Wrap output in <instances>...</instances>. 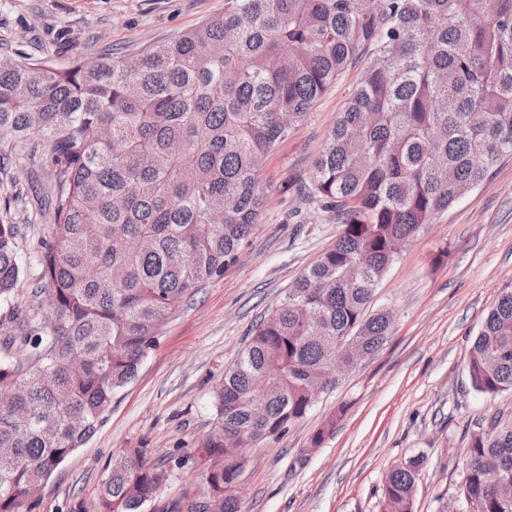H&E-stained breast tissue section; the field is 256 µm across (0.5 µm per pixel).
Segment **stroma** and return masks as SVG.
<instances>
[{
	"mask_svg": "<svg viewBox=\"0 0 512 512\" xmlns=\"http://www.w3.org/2000/svg\"><path fill=\"white\" fill-rule=\"evenodd\" d=\"M224 10V0H0V54L58 68L102 54L136 52L181 35ZM360 74L351 69L306 120L270 153L262 171L264 207L237 262L212 279L159 329L137 378L118 391L95 435L54 472L40 512L92 504L113 455L142 449L158 460L190 452L214 422L213 389L253 326L284 299L302 271L336 240L332 213L304 193L325 139ZM21 161L0 142V201L17 228L23 272L16 297L0 305L40 308L39 241L50 226L33 181L43 150ZM512 282V158L405 245L379 283L373 309L391 310L392 333L337 388L321 394L284 434L247 449L243 512H380L390 467L424 459L414 512H454L467 425L512 418V392L473 390L467 353L500 288ZM336 425L319 447L310 439Z\"/></svg>",
	"mask_w": 512,
	"mask_h": 512,
	"instance_id": "obj_1",
	"label": "stroma"
}]
</instances>
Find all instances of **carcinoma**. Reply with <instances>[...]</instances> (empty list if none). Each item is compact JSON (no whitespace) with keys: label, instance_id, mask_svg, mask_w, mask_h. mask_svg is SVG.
Listing matches in <instances>:
<instances>
[{"label":"carcinoma","instance_id":"1","mask_svg":"<svg viewBox=\"0 0 512 512\" xmlns=\"http://www.w3.org/2000/svg\"><path fill=\"white\" fill-rule=\"evenodd\" d=\"M366 53L308 186L342 225L336 243L225 369L216 424L193 453L152 462L127 450L94 496L99 512H241L234 449L303 419L313 376L330 390L355 369L329 365L336 338L363 359L382 347L392 316L368 307L393 243L512 157V0H224V13L136 54L66 69L0 55V138L22 151L39 137L50 173L37 287L53 316L0 324V512H39L42 487L136 378L166 316L238 259L268 153ZM15 235L0 217V301L21 276ZM467 369L481 394L512 391V283ZM466 438L462 512H512V421L476 422ZM187 465L202 487L162 499ZM422 466L391 467L381 512H413Z\"/></svg>","mask_w":512,"mask_h":512}]
</instances>
